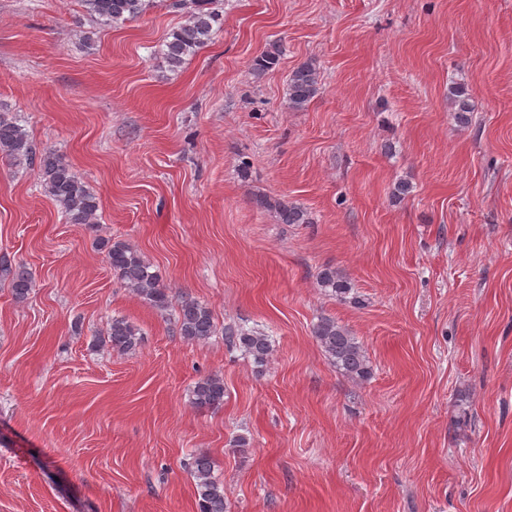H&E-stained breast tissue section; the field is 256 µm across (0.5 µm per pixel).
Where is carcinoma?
I'll list each match as a JSON object with an SVG mask.
<instances>
[{
	"label": "carcinoma",
	"instance_id": "1",
	"mask_svg": "<svg viewBox=\"0 0 512 512\" xmlns=\"http://www.w3.org/2000/svg\"><path fill=\"white\" fill-rule=\"evenodd\" d=\"M86 11L102 24L112 25L139 18L148 7L149 0H82ZM217 0H172V7L186 10L185 22L175 29L165 44L163 55L171 68L181 67L210 40L213 24L219 14ZM280 45L274 43L255 60V70L262 73L275 67L280 59ZM320 89L319 73L311 63L295 68L287 83L288 106L294 111L304 110ZM456 120L468 123L471 112L470 97L461 87L451 90ZM0 155L14 162L35 164L45 192L60 207L69 224L98 226L99 201L87 184L73 171L68 161L52 149L38 148L26 128L15 117L0 112ZM256 204L275 212L282 224H307L309 218L304 207L293 203L273 201L266 196L256 199ZM106 252L112 271L137 296L149 301L158 309H167L177 302L180 335L188 341H206L215 335L217 327L212 312L198 300L183 296L173 299L161 283L158 272L152 270L140 250L130 243L110 238L98 239ZM0 277L9 281L14 298L22 302L33 288L30 273L22 265L16 267L0 259ZM318 287L339 300L349 299L360 303L351 295V282L343 273L329 265L324 266L317 278ZM312 334L325 355L346 379L362 384L373 374L368 354L357 337L330 317H321L313 325ZM224 340L241 348L258 367L269 361L273 352L270 336L242 327H224ZM141 341L139 329L122 318L112 319L108 330L109 346L118 352L135 349ZM192 404L198 410L217 409L224 405V377L215 373L200 378L192 392ZM190 475L194 480L198 512H227L224 483L213 475V463L206 455H199L191 462Z\"/></svg>",
	"mask_w": 512,
	"mask_h": 512
}]
</instances>
